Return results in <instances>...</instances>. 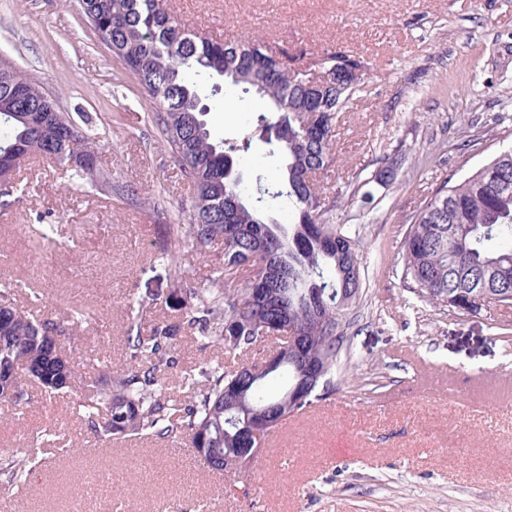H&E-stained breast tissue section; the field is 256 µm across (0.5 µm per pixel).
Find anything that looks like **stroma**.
<instances>
[{"label": "stroma", "mask_w": 512, "mask_h": 512, "mask_svg": "<svg viewBox=\"0 0 512 512\" xmlns=\"http://www.w3.org/2000/svg\"><path fill=\"white\" fill-rule=\"evenodd\" d=\"M214 41L259 36L285 64L342 52L362 61L370 93L336 124L335 163L319 174L323 218L359 240L363 286L343 317L347 348L331 391L262 444L239 477L205 468L187 441H106L84 421L99 374L126 365L129 327L179 314L212 262L189 274L158 254V228L188 221L192 189L149 115L154 101L83 19L78 0H0V57L56 102L84 112L104 137L91 176L67 180L46 159L16 178L25 195L0 208V280L16 303L54 320L84 316L64 340L70 392L0 406V459H30L25 482L0 483V512H512V307L452 312L402 276L414 211L512 146V0H158ZM234 112H225V104ZM215 138L254 126L255 101L232 86L209 98ZM393 169L392 182L376 174ZM138 188L130 205L125 185ZM57 225L33 247L29 228ZM181 374L241 356L178 341ZM51 430L54 445L37 446ZM111 478L113 490L78 488Z\"/></svg>", "instance_id": "obj_1"}]
</instances>
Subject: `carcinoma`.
<instances>
[{"label":"carcinoma","mask_w":512,"mask_h":512,"mask_svg":"<svg viewBox=\"0 0 512 512\" xmlns=\"http://www.w3.org/2000/svg\"><path fill=\"white\" fill-rule=\"evenodd\" d=\"M85 21L124 61L156 101L162 141L193 187L189 223L160 227L159 253L184 274L181 247L206 258L221 246V266L210 287L190 293L181 319L159 321L151 333L128 332L127 366L102 376L85 407L87 424L107 437L151 436L176 441L187 435L203 463L227 476L257 461L251 430L257 420L273 432L302 413L327 390L343 346L336 320L353 303L361 283L358 247L343 226L326 224L323 192L307 177L335 161L333 136L339 113L360 91L342 84L331 71L319 93L311 92L259 38L217 42L182 27L156 0H81ZM23 73L0 77V159L22 165L41 156L72 167L82 177L92 170L100 133L64 112H53L42 88ZM240 87L265 102L257 111L253 135L238 141L212 140L201 102L204 84ZM283 157L280 181L258 182L257 195L245 196L236 159L254 141ZM237 195L243 208L226 200ZM287 196L293 222L269 214L273 201ZM403 275L418 296L435 306L452 300L464 307L473 281L489 268L512 275V149L502 151L462 182L444 186L412 216L402 253ZM241 274L224 287L228 274ZM16 285L0 282V378H14L15 390L0 394L14 405L29 399L21 375L48 396L72 385L53 383L61 340L82 328L34 318L16 305ZM300 337L288 342V326ZM197 330V340L250 353L279 339L281 365L268 357L240 369L222 366L186 372L187 400L168 393L169 374L178 368L177 335ZM28 460L0 463V475L19 481Z\"/></svg>","instance_id":"1"}]
</instances>
